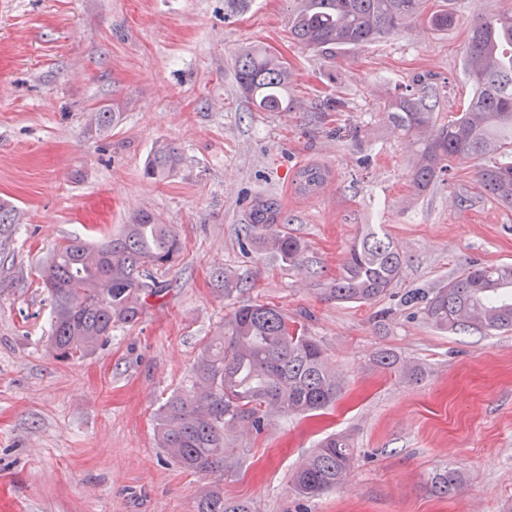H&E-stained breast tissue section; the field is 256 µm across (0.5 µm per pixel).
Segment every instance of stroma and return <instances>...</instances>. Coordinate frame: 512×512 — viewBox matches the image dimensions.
<instances>
[{
	"label": "stroma",
	"instance_id": "35a3bbf8",
	"mask_svg": "<svg viewBox=\"0 0 512 512\" xmlns=\"http://www.w3.org/2000/svg\"><path fill=\"white\" fill-rule=\"evenodd\" d=\"M509 6L452 0L448 34L416 23L330 57L291 42V0H0V199L18 222L0 258V512H195L209 481L160 448L155 417L191 389L192 366L225 317L255 301L303 321L346 392L332 414L234 434L242 454L225 497L251 512H512V332L440 331L398 300L470 262L512 263V209L481 193L468 160L415 195L412 156L381 120L384 104L427 72L439 120L464 111L470 23ZM252 45L288 60L290 111H255L240 93L235 55ZM112 98L120 124L92 136L89 111ZM159 141L183 164L154 182L143 167ZM309 165L328 177L301 194L295 179ZM268 198L306 243L309 271L243 251L249 214ZM143 209L183 243L176 265L157 273L165 297L94 354L56 359L42 264L74 232L112 234ZM366 224L405 257L395 297L327 299ZM218 268L246 285L224 295ZM381 350L418 365L419 379L379 368ZM334 431L355 448L347 487L297 495L294 467ZM446 464L465 480L442 498L425 479Z\"/></svg>",
	"mask_w": 512,
	"mask_h": 512
}]
</instances>
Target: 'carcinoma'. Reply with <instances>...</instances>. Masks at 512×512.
Masks as SVG:
<instances>
[{
	"label": "carcinoma",
	"instance_id": "1",
	"mask_svg": "<svg viewBox=\"0 0 512 512\" xmlns=\"http://www.w3.org/2000/svg\"><path fill=\"white\" fill-rule=\"evenodd\" d=\"M288 15L293 41L314 52L350 50L423 22L438 33L453 28L456 17L446 9L425 12V0H295ZM464 70L475 92L467 110L438 120L437 89L432 75L419 74L411 89L392 98L383 122L410 149L411 183L420 196L451 163L480 161L477 182L483 193L512 208V162L495 160L512 153V7L473 20L465 47ZM292 77L288 61L262 47H246L235 59L238 87L258 112L290 110L285 90ZM119 104L102 100L91 124L98 136L115 128ZM181 153L160 142L149 154L144 176L155 182L173 176ZM327 170L302 168L297 189H321ZM16 209L0 201V254L15 232ZM246 237L253 251L271 254L302 269L307 246L278 228L280 212L273 200L250 213ZM182 243L170 225L150 211L94 243L75 236L50 254L40 279L51 285L50 345L60 360H80L108 342L112 330L139 322L148 299L162 296L163 285L152 270L175 265ZM404 257L386 234L369 226L348 246L325 293L338 303H371L393 296ZM216 286L229 294L239 280L232 272L215 273ZM406 305L430 326L447 332L476 330L492 334L512 330V264L471 262L434 288H413L402 295ZM195 387L166 400L157 417L160 447L180 467L213 479V488L197 502L196 512H250L243 502L224 498L221 482L232 472L237 448L233 430L260 434L272 417L310 414L335 405L344 381L329 363L305 324L281 308L248 303L224 320L206 342L194 366ZM355 448L343 434H330L296 467L293 490L307 499L344 487L350 478ZM441 497L456 494L463 475L456 467L436 469L427 477Z\"/></svg>",
	"mask_w": 512,
	"mask_h": 512
}]
</instances>
